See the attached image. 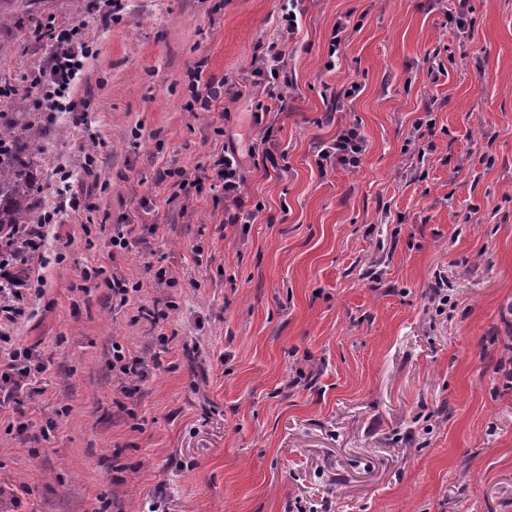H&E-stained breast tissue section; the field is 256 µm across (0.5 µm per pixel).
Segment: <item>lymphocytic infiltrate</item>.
Here are the masks:
<instances>
[{
  "label": "lymphocytic infiltrate",
  "mask_w": 512,
  "mask_h": 512,
  "mask_svg": "<svg viewBox=\"0 0 512 512\" xmlns=\"http://www.w3.org/2000/svg\"><path fill=\"white\" fill-rule=\"evenodd\" d=\"M281 16L279 34L266 52L254 58L248 71L238 79H212L205 86L204 94L196 98L202 110H209L220 96L237 99L243 87L254 86L261 90L267 102L255 113L260 122V136L255 149L261 150L265 161H273L268 148L273 137L274 125L266 117L272 110H285L293 83L285 67L287 47L298 31V15L302 0H280ZM36 39L48 41L51 53L46 65L35 68L28 76L41 94L32 103V109L52 116L56 112H73L77 104L71 92L89 56L88 44L77 28L36 27ZM365 150V138L358 125L340 129L333 139L319 145L316 164L320 172L336 166L355 168L360 164ZM216 176L224 191V221L228 224H248L255 212L246 206L243 192L245 178L238 153L226 147L214 161ZM82 200L78 193L65 190L52 210L42 211L35 223L11 224L0 227V344L8 346V354L0 361V407L18 401L20 394H36V375L44 371L43 358L36 346L14 343L12 332L27 315V292L35 274V265L41 260V248L51 225L60 223L63 216L80 209Z\"/></svg>",
  "instance_id": "f902f5d3"
}]
</instances>
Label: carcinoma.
Returning <instances> with one entry per match:
<instances>
[{
  "label": "carcinoma",
  "mask_w": 512,
  "mask_h": 512,
  "mask_svg": "<svg viewBox=\"0 0 512 512\" xmlns=\"http://www.w3.org/2000/svg\"><path fill=\"white\" fill-rule=\"evenodd\" d=\"M34 167L28 144L13 128L0 125V226L30 223Z\"/></svg>",
  "instance_id": "1"
}]
</instances>
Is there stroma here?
<instances>
[{"mask_svg": "<svg viewBox=\"0 0 512 512\" xmlns=\"http://www.w3.org/2000/svg\"><path fill=\"white\" fill-rule=\"evenodd\" d=\"M90 3L0 0L17 18L0 27L1 87L38 96V24L81 27L91 49L82 122L0 106L37 165L34 211L62 165L86 203L52 226L14 331L46 370L41 395L0 409V512H91L102 494L108 512H512L496 371L512 357V0H469L462 32L439 0H305L280 169H245L250 224L225 223L218 190L169 200L159 175L248 150L264 95L187 105L195 79L266 51L279 0H121L108 19ZM352 123L359 166L320 174L318 144ZM100 266L140 291L113 297L84 276ZM439 277L446 316L426 297ZM156 301L175 307L154 326L138 309ZM116 344L144 376L113 370Z\"/></svg>", "mask_w": 512, "mask_h": 512, "instance_id": "35a3bbf8", "label": "stroma"}]
</instances>
